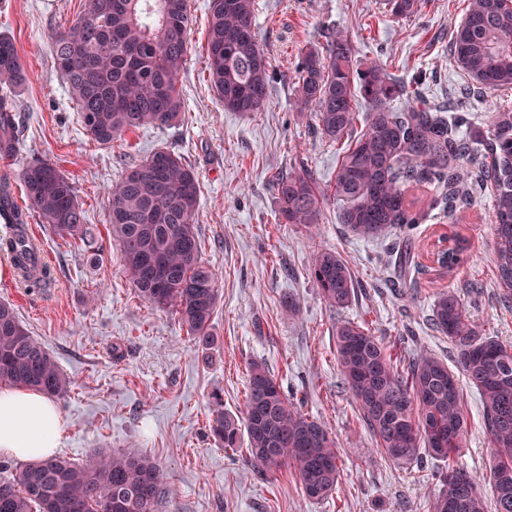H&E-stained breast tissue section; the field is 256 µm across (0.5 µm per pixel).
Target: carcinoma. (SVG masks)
Returning <instances> with one entry per match:
<instances>
[{
    "label": "carcinoma",
    "mask_w": 512,
    "mask_h": 512,
    "mask_svg": "<svg viewBox=\"0 0 512 512\" xmlns=\"http://www.w3.org/2000/svg\"><path fill=\"white\" fill-rule=\"evenodd\" d=\"M391 12L408 17L419 0H389ZM207 71L211 88L233 112H261L267 105L268 60L255 33V0H209ZM192 23L188 0H85L84 9L55 35L56 71L69 88L90 138L110 146L147 125L171 126L182 104L178 80L189 53ZM450 60L485 89L512 87V0H468L463 23L453 32ZM302 103L315 111L322 133L340 139L352 131L353 101L369 105L364 133L351 140L336 170L333 193L339 222L352 235L377 240L403 224H419L405 189L427 183L432 207L452 214L476 195L489 192L497 281L512 296V105L493 110L487 134L461 130L474 124L444 110L415 104L403 112L390 100L405 86L377 62L362 67L338 34L313 46L297 65ZM26 81L12 40L0 35V84L13 90ZM19 139L11 103L0 108V145ZM30 208L54 236L81 242L98 260L96 235L87 223L71 180L45 161L19 172ZM279 214L289 224H313L325 196L315 181L294 171L274 176ZM198 178L182 157L166 149L130 166L108 191L109 232L138 296L170 309L207 348L218 288L201 255L194 218ZM0 254L22 282L48 288L51 268L29 236L9 188L0 190ZM448 242L437 262L450 272L460 261L461 240ZM312 278L323 299L342 309L356 284L334 251L316 253ZM431 321L459 352L466 381L476 388L485 428L494 448L489 475L460 468L455 458L467 432L462 392L441 360L421 354L399 369L386 347L363 323H336V360L358 413L376 448L390 461L407 464L420 451L444 463L441 488L431 512H487L479 491L490 486L495 512H512V345L478 334L450 289L434 295ZM0 382L59 398L70 379L48 347L33 336L16 309L0 301ZM224 448L247 451L261 471L287 465L312 500L326 498L340 477L335 441L321 423L303 414L294 399L261 364L249 368L243 419L219 409L209 424ZM6 477H1V474ZM168 496L161 466L146 454L97 452L75 462L55 455L15 469L0 462V512H158Z\"/></svg>",
    "instance_id": "cac0c4a2"
}]
</instances>
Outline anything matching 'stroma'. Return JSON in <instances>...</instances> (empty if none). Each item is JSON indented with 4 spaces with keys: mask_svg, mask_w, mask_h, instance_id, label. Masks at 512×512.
I'll return each mask as SVG.
<instances>
[{
    "mask_svg": "<svg viewBox=\"0 0 512 512\" xmlns=\"http://www.w3.org/2000/svg\"><path fill=\"white\" fill-rule=\"evenodd\" d=\"M207 0H188L193 16L188 63L179 81L182 121L124 134L106 147L86 135L79 112L54 68L51 36L84 9V0H0V34L12 39L26 83L11 101L21 127L17 168L49 161L75 185L102 252L90 263L79 244L56 238L29 212L41 257L56 277L30 288L0 257V301L54 353L71 378L55 402L65 431L62 455L80 461L96 451H141L164 471L171 492L160 512H429L440 490L441 462L421 456L392 463L373 443L336 361L337 321L368 322L394 363L434 356L457 369V351L429 320L436 289L453 290L483 336L512 345V300L494 268L488 197L461 223L427 219L380 240H363L338 221L331 197L349 137L323 135L313 109L297 105L296 64L302 49L343 34L355 60L380 62L417 100H465L478 115L512 101V90H478L449 61L450 34L467 0H420L416 14L391 15L385 0H257L256 31L270 62L268 105L261 112L226 110L206 70ZM165 148L194 168L196 216L204 260L219 288L213 343L198 348L174 314L152 309L135 292L113 245L107 191L125 168ZM305 172L327 197L317 235L279 220L271 177ZM459 234L462 261L439 274L431 258L440 234ZM413 265L399 268L404 250ZM337 252L358 284L347 308L329 307L311 276L317 251ZM300 311L288 313L289 301ZM265 363L302 413L336 442L340 479L331 496L307 499L293 471L260 473L246 449L222 448L210 435L214 395L238 416L250 362ZM468 433L457 464L486 472L492 448L476 389L463 385Z\"/></svg>",
    "mask_w": 512,
    "mask_h": 512,
    "instance_id": "1",
    "label": "stroma"
}]
</instances>
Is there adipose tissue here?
<instances>
[{
	"label": "adipose tissue",
	"instance_id": "adipose-tissue-1",
	"mask_svg": "<svg viewBox=\"0 0 512 512\" xmlns=\"http://www.w3.org/2000/svg\"><path fill=\"white\" fill-rule=\"evenodd\" d=\"M59 411L42 394L0 391V454L37 462L62 447Z\"/></svg>",
	"mask_w": 512,
	"mask_h": 512
}]
</instances>
